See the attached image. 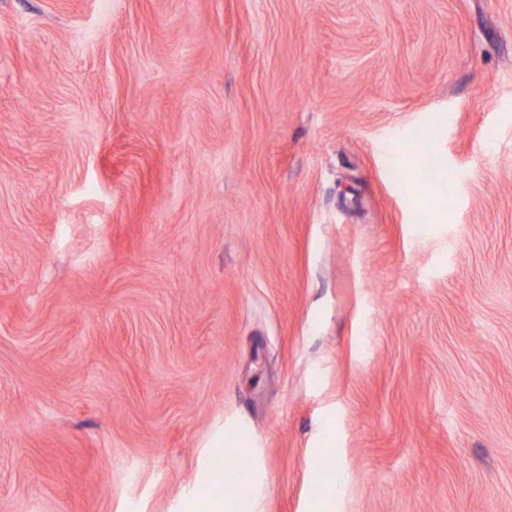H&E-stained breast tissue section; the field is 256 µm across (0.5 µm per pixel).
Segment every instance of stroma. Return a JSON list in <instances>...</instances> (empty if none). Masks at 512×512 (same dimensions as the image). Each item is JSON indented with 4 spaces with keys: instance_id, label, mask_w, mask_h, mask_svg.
<instances>
[{
    "instance_id": "obj_1",
    "label": "stroma",
    "mask_w": 512,
    "mask_h": 512,
    "mask_svg": "<svg viewBox=\"0 0 512 512\" xmlns=\"http://www.w3.org/2000/svg\"><path fill=\"white\" fill-rule=\"evenodd\" d=\"M242 438L257 512H512V0H0V512Z\"/></svg>"
}]
</instances>
